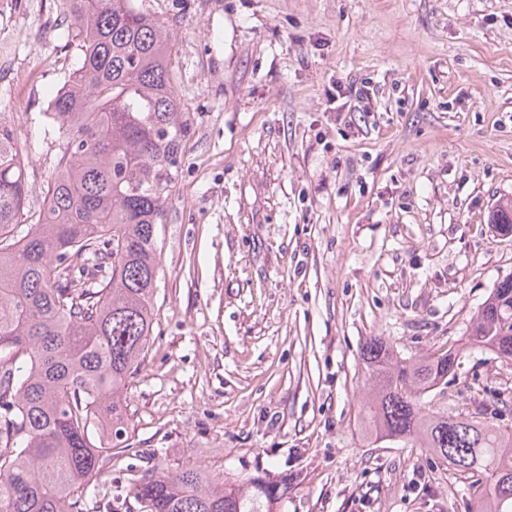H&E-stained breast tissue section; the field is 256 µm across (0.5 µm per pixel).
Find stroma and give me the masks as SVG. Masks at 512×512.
Listing matches in <instances>:
<instances>
[{
    "instance_id": "1",
    "label": "stroma",
    "mask_w": 512,
    "mask_h": 512,
    "mask_svg": "<svg viewBox=\"0 0 512 512\" xmlns=\"http://www.w3.org/2000/svg\"><path fill=\"white\" fill-rule=\"evenodd\" d=\"M58 0H0V119L37 223L58 153L35 122L78 61ZM189 134L160 232L156 321L125 391L128 445L87 512H141L145 471L288 480L280 512H477L409 441L363 430L372 336L461 349L433 411L512 431V358L470 348L512 235V0H143ZM372 88L368 110L353 95ZM488 220L490 224H495L503 234L512 233V200H500L492 210Z\"/></svg>"
}]
</instances>
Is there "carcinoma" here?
Listing matches in <instances>:
<instances>
[{
    "label": "carcinoma",
    "mask_w": 512,
    "mask_h": 512,
    "mask_svg": "<svg viewBox=\"0 0 512 512\" xmlns=\"http://www.w3.org/2000/svg\"><path fill=\"white\" fill-rule=\"evenodd\" d=\"M77 68L41 113L62 140L35 224L26 223V144L0 121V512H83L100 461L124 443V390L149 351L159 226L188 134L162 25L139 0H59ZM512 233V200L489 215ZM465 346L512 356V279L483 303ZM367 433L412 438L474 479L478 512H512V433L440 415L422 396L460 350L399 359L363 352ZM286 484L153 469L130 493L144 512H278Z\"/></svg>",
    "instance_id": "obj_1"
}]
</instances>
